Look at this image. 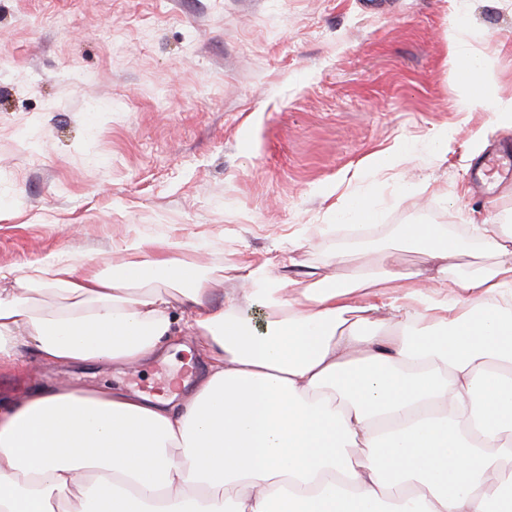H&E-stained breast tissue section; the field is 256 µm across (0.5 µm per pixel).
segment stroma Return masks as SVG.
<instances>
[{
  "instance_id": "1",
  "label": "stroma",
  "mask_w": 512,
  "mask_h": 512,
  "mask_svg": "<svg viewBox=\"0 0 512 512\" xmlns=\"http://www.w3.org/2000/svg\"><path fill=\"white\" fill-rule=\"evenodd\" d=\"M452 37L511 101L512 0H0V268L150 238L300 280L340 248L367 264L353 196L408 270L398 225L512 223V182L470 193L512 126L464 101ZM21 356L0 372L16 399L59 373Z\"/></svg>"
}]
</instances>
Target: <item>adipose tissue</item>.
I'll return each mask as SVG.
<instances>
[{"label":"adipose tissue","mask_w":512,"mask_h":512,"mask_svg":"<svg viewBox=\"0 0 512 512\" xmlns=\"http://www.w3.org/2000/svg\"><path fill=\"white\" fill-rule=\"evenodd\" d=\"M451 50L467 102L512 123L493 69ZM398 237L427 270L378 246L293 287L141 239L108 272L0 271V369L24 347L135 369L179 336L206 363L175 404L61 382L0 403V512H512V225H474L492 260L463 272L442 225Z\"/></svg>","instance_id":"obj_1"}]
</instances>
